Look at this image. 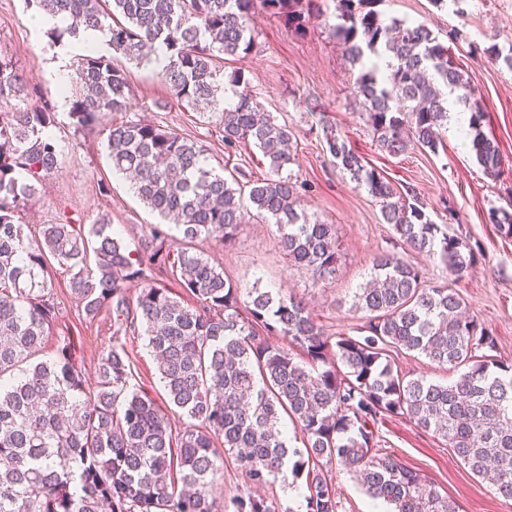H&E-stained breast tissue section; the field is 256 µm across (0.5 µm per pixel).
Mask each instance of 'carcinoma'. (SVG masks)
<instances>
[{
    "instance_id": "obj_1",
    "label": "carcinoma",
    "mask_w": 512,
    "mask_h": 512,
    "mask_svg": "<svg viewBox=\"0 0 512 512\" xmlns=\"http://www.w3.org/2000/svg\"><path fill=\"white\" fill-rule=\"evenodd\" d=\"M380 0H336L333 26L351 64L367 122L391 155L410 145L437 149L448 122V95L468 104L470 84L448 46L423 24L381 23ZM75 25L49 34L80 40L100 32L125 63L156 64L170 93L194 112L218 113L224 146L252 145L268 161L266 176L241 181L209 166L204 145L153 122L108 128L116 172L132 176L140 200L175 224L184 241L204 236L230 245L245 216L277 227L288 264L318 280L336 277L340 249L334 225L299 209L296 183L283 175L294 161L292 131L261 111L249 90L220 107L221 56L248 53L247 21L257 7L298 33L315 0H25ZM384 47L379 53L378 46ZM387 57L386 70L363 65ZM125 63L89 52L75 62L77 89L69 116L93 129L101 117L129 108ZM35 94L12 61L0 58V108ZM472 149L484 172L501 167L496 141L480 129L473 106ZM57 112L41 99L29 109L0 111V512H214L212 486L223 455L249 484L273 486L292 473L305 481V512H338L329 468L360 478L389 512H459L420 471L379 448L376 427L407 417L441 438L495 493L512 499V366L493 358L496 337L468 313L451 285L425 283L421 271L390 251L372 260L371 280L354 295L364 313L360 336H335L306 303L257 287L241 289L209 258L168 241L159 227L128 249L103 218L89 235L66 223L26 232L16 220L37 186L59 172L52 135ZM323 136L336 167L380 203L384 223L416 252H437L453 280L465 277L479 249L435 224L425 203L402 194L341 138ZM489 221L512 237V212L491 208ZM69 275L88 319L112 310L114 335L144 328L166 398L191 420L174 426L155 399L135 389L129 352L114 345L89 386L71 342L43 357L58 306L49 274ZM176 276L191 302L154 282ZM143 285L136 306L127 290ZM280 338L282 343L273 342ZM417 353L456 373L446 383L395 368L393 355ZM296 422L303 447L288 445L282 416ZM224 449L219 454L218 448ZM236 512H292L274 495L248 492Z\"/></svg>"
}]
</instances>
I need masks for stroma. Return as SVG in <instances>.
<instances>
[{
    "instance_id": "obj_1",
    "label": "stroma",
    "mask_w": 512,
    "mask_h": 512,
    "mask_svg": "<svg viewBox=\"0 0 512 512\" xmlns=\"http://www.w3.org/2000/svg\"><path fill=\"white\" fill-rule=\"evenodd\" d=\"M335 6V0H322L319 15L311 16L301 34L288 29L283 19L256 11L250 21L254 47L247 56L225 61L222 79L225 105L236 101L230 75L241 72L262 108L292 131L295 161L289 170L302 184L300 204L308 217L335 227L341 252L335 279L320 281L290 268L277 246L275 225L257 218L239 226L232 245L206 239L197 241L196 249L222 266L225 277L238 288L297 296L319 324L345 336L357 335L363 323L352 299L369 277L372 257L383 250L396 252L431 284L454 283L471 314L494 332L497 358L510 364L512 238L500 234L488 212L512 207V69L502 60L503 53L512 51V0H381L378 7L384 23H422L448 43L482 109L481 128L499 145L502 166L496 179L477 163L470 133L460 128H442L434 151L417 146L392 155L378 146L355 92L359 69L332 34ZM37 13L23 0H0V57L10 59L55 103L60 91L54 64L62 62L66 76H73L75 42L51 40L46 28L35 25ZM130 84V109L106 115L103 125L144 118L206 145L212 165L240 170L254 179L266 175L268 165L257 149H225L214 118L178 103L151 67H131ZM58 120L53 134L62 152V169L39 185L20 214L22 223L52 224L71 217L87 231L106 214L124 243L139 248L159 216L136 197L129 178L113 171L105 134L77 130L64 109ZM327 122L395 187L423 199L442 230L480 246L468 276L451 281L438 254L416 253L397 244L376 200L336 167L322 135ZM52 284L59 314L49 340L71 338L88 382H95L98 359L112 346V317L104 311L86 320L70 293L67 274L54 271ZM124 341L132 357V385L166 409L172 423L186 426L187 418L167 403L143 333L127 335ZM379 435L383 449L424 474L459 504L460 512H512V500L499 497L489 480L473 475L445 441L423 432L413 421L386 419Z\"/></svg>"
}]
</instances>
